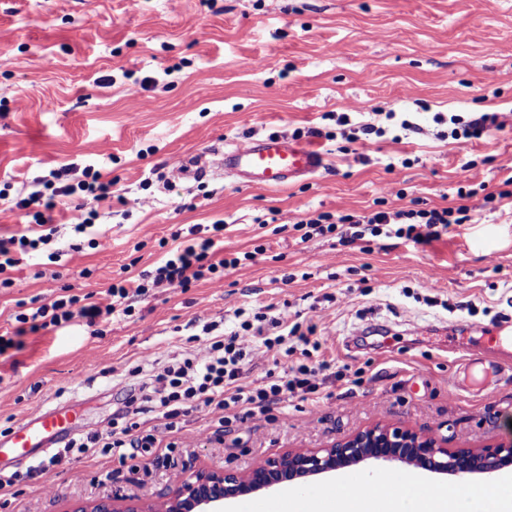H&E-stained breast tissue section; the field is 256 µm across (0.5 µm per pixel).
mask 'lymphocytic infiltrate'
Segmentation results:
<instances>
[{
    "mask_svg": "<svg viewBox=\"0 0 512 512\" xmlns=\"http://www.w3.org/2000/svg\"><path fill=\"white\" fill-rule=\"evenodd\" d=\"M61 177V171L57 170L51 178L35 180L33 190L16 201V208L43 227L44 232L34 238L23 235L0 239V288L12 286L11 273L19 265L20 255L39 250L53 241L56 233L53 211L57 198L65 197L70 201L68 223L73 232L88 236L91 246H102L105 233L97 224L99 214L95 205L111 197V181L103 180L101 173L94 170L87 171L85 180L74 185L62 183ZM473 196L470 190L459 192L457 203L446 207L431 206L417 198L410 206L396 210L378 209L364 214L314 212L294 222L292 228L304 242L317 235L333 233L343 246L378 238L422 245L440 238L451 226L473 223L477 211L470 203ZM212 230V235L204 237L200 234V225H192L185 244L168 251L153 270L110 285L103 298L79 296L72 293L70 286H62L52 302L16 315L17 327L13 335L0 336V354L21 348L26 332L58 327L77 317L90 327L109 322L116 315L128 317L133 312L132 298L147 295L156 288L186 289L200 280H216L223 276L226 268L253 260L250 252L239 257L219 256L217 235L224 227L216 224ZM273 323L280 329L274 337L266 336L262 326L247 320L226 336L218 334L217 323L204 325L205 336L189 357L151 374L138 391L127 395L122 408L112 415L110 431L69 440L61 452L29 469L28 477L43 473L64 455L83 453L97 446L122 459L133 449L148 452L161 447L165 440L181 431L183 417L193 409L207 412L221 425L229 423L230 413L237 410L242 411L244 417L261 422L268 420L270 413L286 399H303L317 392L324 381L326 366L322 363L299 365L276 379L246 382V367L254 358L274 362L290 340L305 344L310 341L301 322L289 319L287 314H280ZM148 405L159 412L162 421L150 433L134 434L132 417Z\"/></svg>",
    "mask_w": 512,
    "mask_h": 512,
    "instance_id": "f902f5d3",
    "label": "lymphocytic infiltrate"
}]
</instances>
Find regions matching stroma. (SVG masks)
Wrapping results in <instances>:
<instances>
[{
	"label": "stroma",
	"instance_id": "1",
	"mask_svg": "<svg viewBox=\"0 0 512 512\" xmlns=\"http://www.w3.org/2000/svg\"><path fill=\"white\" fill-rule=\"evenodd\" d=\"M493 111L512 115V0H0V236L29 233L13 201L52 170L75 184L91 166L121 193L97 206L108 227L98 248L57 206L60 257L24 256L0 290V335L13 333L18 302L64 285L97 295L127 264L153 269L180 227L225 224L224 253L256 254L219 281L152 290L100 334L79 318L27 334L0 356V432L54 407L75 413V433L105 431L138 386L131 371L143 354L163 368L185 356L190 334L239 311L288 309L316 324L320 348L296 345L277 375L330 364L318 393L261 425L220 429L190 411L174 451L156 459L74 454L29 479V459L0 447V477L20 476L0 512H68L115 492L155 503L185 468L245 473L375 424L441 434L452 448L512 445V351L495 345L497 330L512 331V201L428 246L346 248L330 236L300 241L289 227L381 196L390 208L414 198L446 206L460 186L502 190L512 118L466 144L434 120ZM332 112L355 123L399 112L419 130L365 152ZM308 128L323 132L313 144L326 166L288 188L179 171L216 145ZM137 197L143 205L131 207ZM273 213L286 225L276 235L260 225ZM382 479L427 490L448 477L365 461L293 488Z\"/></svg>",
	"mask_w": 512,
	"mask_h": 512
}]
</instances>
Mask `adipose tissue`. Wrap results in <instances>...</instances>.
<instances>
[{
	"instance_id": "adipose-tissue-1",
	"label": "adipose tissue",
	"mask_w": 512,
	"mask_h": 512,
	"mask_svg": "<svg viewBox=\"0 0 512 512\" xmlns=\"http://www.w3.org/2000/svg\"><path fill=\"white\" fill-rule=\"evenodd\" d=\"M292 512H512V487L490 484L477 490L436 489L429 493L407 490L379 492L329 503L320 494L289 495Z\"/></svg>"
}]
</instances>
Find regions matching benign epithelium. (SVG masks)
<instances>
[{
	"mask_svg": "<svg viewBox=\"0 0 512 512\" xmlns=\"http://www.w3.org/2000/svg\"><path fill=\"white\" fill-rule=\"evenodd\" d=\"M366 460L413 464L441 474H482L511 466L512 448L495 445L458 450L448 447L445 436L424 437L408 428L376 425L327 448L268 460L245 475L234 470H198L177 482L166 512H211L227 498L245 497ZM145 508L115 493L93 504L77 503L73 512H143Z\"/></svg>",
	"mask_w": 512,
	"mask_h": 512,
	"instance_id": "obj_1",
	"label": "benign epithelium"
}]
</instances>
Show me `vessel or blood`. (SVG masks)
Instances as JSON below:
<instances>
[{"label": "vessel or blood", "mask_w": 512, "mask_h": 512, "mask_svg": "<svg viewBox=\"0 0 512 512\" xmlns=\"http://www.w3.org/2000/svg\"><path fill=\"white\" fill-rule=\"evenodd\" d=\"M192 165L200 175L216 169L244 186L281 189L318 172L324 156L312 145L268 135L224 149L214 148L211 158L193 160ZM73 422V415L62 409L38 410L28 423L13 430L6 443L26 452L47 449L52 437Z\"/></svg>", "instance_id": "b4317fda"}]
</instances>
